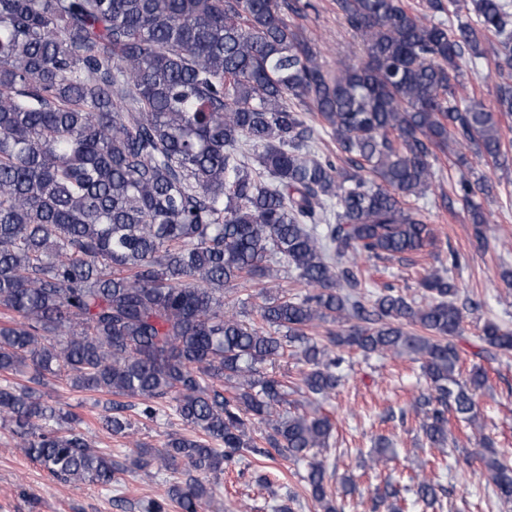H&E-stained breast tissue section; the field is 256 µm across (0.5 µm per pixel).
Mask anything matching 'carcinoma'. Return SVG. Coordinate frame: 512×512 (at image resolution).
Here are the masks:
<instances>
[{"label": "carcinoma", "mask_w": 512, "mask_h": 512, "mask_svg": "<svg viewBox=\"0 0 512 512\" xmlns=\"http://www.w3.org/2000/svg\"><path fill=\"white\" fill-rule=\"evenodd\" d=\"M473 10L448 28L402 0H335L365 60L331 68L286 15L307 0H0V425L15 447L64 483L108 489L135 470L173 474L143 512H198L224 466L275 452L308 461L312 499L339 512L329 485L333 422L287 410L289 386L266 365L299 350L300 385L325 397L343 380L336 347L365 357L414 355L432 393L415 414L431 445L448 413L474 424L487 380H460L463 314L440 269L410 297L365 295L362 259L438 248L422 210L438 154L464 150L512 171L495 114L512 118V83L497 112L456 90L466 55L512 71L506 0H427ZM336 149H312L316 126ZM486 176L461 173L452 194L471 223ZM287 266L305 294L278 291ZM260 285L259 323L224 290ZM320 323L340 329L308 334ZM489 355L512 352V329L483 325ZM64 376L108 396L100 417L125 437L130 408L148 421L169 407L196 432L169 433L119 460L72 426L46 388ZM266 427L258 446L248 423ZM482 461L512 500V467ZM415 500L436 484L415 475Z\"/></svg>", "instance_id": "cac0c4a2"}]
</instances>
